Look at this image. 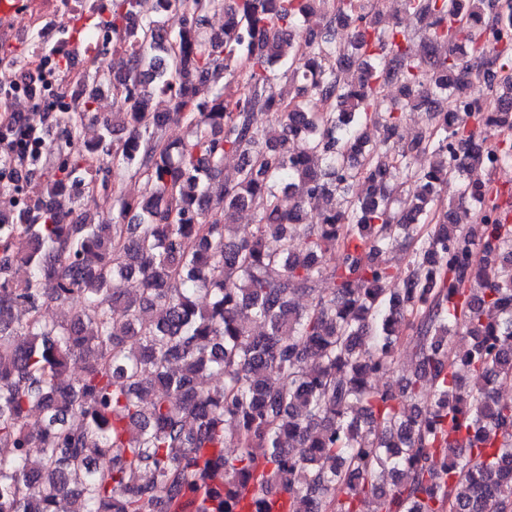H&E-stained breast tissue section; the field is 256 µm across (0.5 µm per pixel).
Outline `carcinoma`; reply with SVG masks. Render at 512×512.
Wrapping results in <instances>:
<instances>
[{"mask_svg":"<svg viewBox=\"0 0 512 512\" xmlns=\"http://www.w3.org/2000/svg\"><path fill=\"white\" fill-rule=\"evenodd\" d=\"M162 2L176 33L145 0L66 32H112L88 81L112 67L126 138L89 92L39 128L11 116L0 150V512H512V192L471 182L488 143L512 163V48L480 37L512 27V0H399L419 45L381 26V0ZM479 78L502 111H459ZM116 165L148 192L115 188ZM23 181L37 192L14 208ZM94 186L109 219L86 209ZM244 207L256 231L236 240ZM52 304L68 316L45 320ZM405 340L414 372L376 386Z\"/></svg>","mask_w":512,"mask_h":512,"instance_id":"obj_1","label":"carcinoma"}]
</instances>
